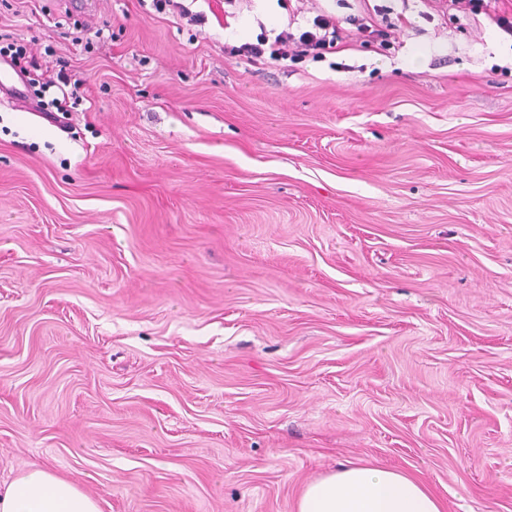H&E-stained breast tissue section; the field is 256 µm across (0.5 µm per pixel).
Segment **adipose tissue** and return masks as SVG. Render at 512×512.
I'll return each instance as SVG.
<instances>
[{
	"label": "adipose tissue",
	"mask_w": 512,
	"mask_h": 512,
	"mask_svg": "<svg viewBox=\"0 0 512 512\" xmlns=\"http://www.w3.org/2000/svg\"><path fill=\"white\" fill-rule=\"evenodd\" d=\"M0 512H100V508L75 483L40 467L0 488ZM296 512H444V505L404 473L357 463L307 484Z\"/></svg>",
	"instance_id": "1"
}]
</instances>
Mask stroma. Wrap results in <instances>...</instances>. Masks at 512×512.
<instances>
[{"label": "stroma", "instance_id": "obj_1", "mask_svg": "<svg viewBox=\"0 0 512 512\" xmlns=\"http://www.w3.org/2000/svg\"><path fill=\"white\" fill-rule=\"evenodd\" d=\"M182 2L0 0L92 102L0 105V484L296 512L365 462L512 512V39L372 0L388 55L262 70L224 46L276 0ZM154 9L163 13L167 9L173 10L172 13L178 14L181 18L188 19L190 24L202 25L205 23V14L203 12H192L180 1L177 0H152Z\"/></svg>", "mask_w": 512, "mask_h": 512}]
</instances>
